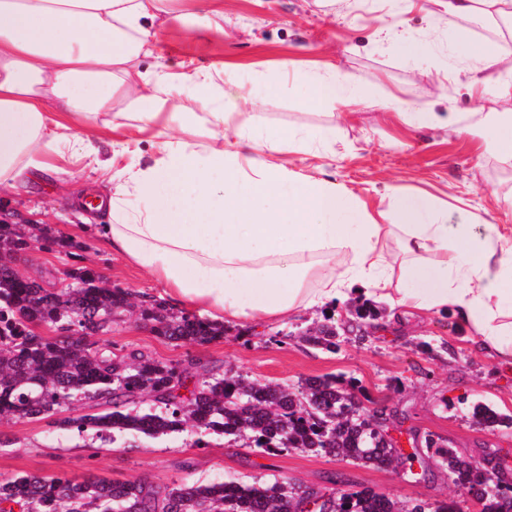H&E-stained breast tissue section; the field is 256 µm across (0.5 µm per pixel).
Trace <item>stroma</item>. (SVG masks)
Wrapping results in <instances>:
<instances>
[{"label":"stroma","instance_id":"1","mask_svg":"<svg viewBox=\"0 0 512 512\" xmlns=\"http://www.w3.org/2000/svg\"><path fill=\"white\" fill-rule=\"evenodd\" d=\"M445 0H413L405 16V39L377 41L375 33L390 11V0H179L175 18L158 30L155 56L141 59V72L164 64L225 70L223 86L234 92L233 106L251 113L256 124L315 129L336 127V158L289 155L290 170L324 174L338 186L377 208L386 185L426 191L448 209V221L460 223L461 211L502 228L512 227V169L495 158L494 142L482 128H426L404 122L391 101L400 100L437 112H484L488 95L467 91L461 34L478 43L499 40L495 22L450 20ZM221 11L223 29L196 31L197 17ZM289 69H282V62ZM337 68L364 90L368 105L346 109L331 121L325 109L309 103L308 76ZM106 141L127 149L115 169L143 167L153 160L147 134L128 128H100ZM106 193L100 174L45 173L30 187L0 195V220L24 233L29 244L14 253L13 267L49 289L60 288L65 273L88 269L108 286L133 295L160 296L162 286L147 272L112 253L85 224H104L106 214L80 206L88 190ZM375 318H358L351 304L312 309L278 322L228 324L223 339L197 345L157 337L137 312L112 324L111 338L123 351L136 350L184 369L187 383L207 373L242 374L261 382L297 386L305 378L333 376L359 382L370 401L387 406L394 429L424 439L432 434L460 455L491 453L512 458V424L485 428L475 423L471 406L483 402L512 417V365L479 349L475 336L450 313L397 315L374 304ZM334 324L336 350L313 348L298 331ZM82 400L57 416L0 419V476L93 472L111 479H141L164 486L237 480L270 485L325 488L326 477L343 473L349 488L363 486L402 503H434L453 497L446 472L430 479L413 476L407 466L372 468L351 460L291 448L271 455L243 441L196 436L184 431L158 439L105 443L92 431L62 429L57 418L97 412Z\"/></svg>","mask_w":512,"mask_h":512}]
</instances>
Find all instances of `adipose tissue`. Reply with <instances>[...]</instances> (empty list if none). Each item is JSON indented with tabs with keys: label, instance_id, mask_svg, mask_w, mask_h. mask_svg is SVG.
<instances>
[{
	"label": "adipose tissue",
	"instance_id": "obj_1",
	"mask_svg": "<svg viewBox=\"0 0 512 512\" xmlns=\"http://www.w3.org/2000/svg\"><path fill=\"white\" fill-rule=\"evenodd\" d=\"M166 3L0 0V192L56 158L109 172L97 130L133 122L151 132L153 161L100 198L110 221L91 230L151 274L170 304L240 324L350 300L449 310L482 350L512 362V234L449 223L425 191L389 185L386 208L372 212L328 179L290 173L283 155L335 158V127L255 125L225 108L219 72L162 65L134 86ZM465 57L469 86L512 99V80L493 73L512 44L470 43ZM308 81L315 107L366 100L337 69ZM118 94L131 96V111H113ZM200 103L210 111H197ZM480 123L500 166L512 169V113L492 108ZM196 127L205 143L183 138ZM260 150L275 160H259ZM335 261L338 271L322 275Z\"/></svg>",
	"mask_w": 512,
	"mask_h": 512
}]
</instances>
